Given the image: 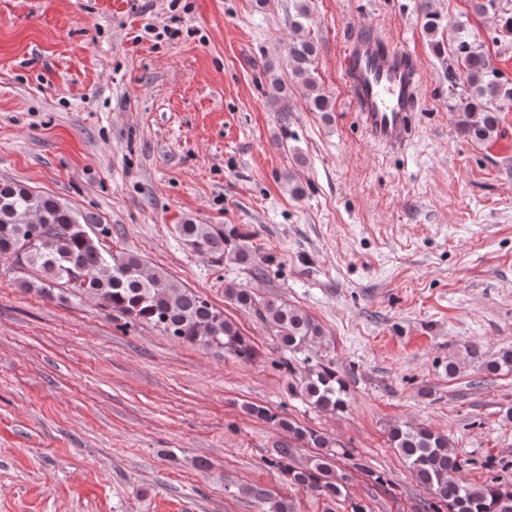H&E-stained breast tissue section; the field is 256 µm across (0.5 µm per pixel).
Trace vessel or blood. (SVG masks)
Here are the masks:
<instances>
[{
  "mask_svg": "<svg viewBox=\"0 0 512 512\" xmlns=\"http://www.w3.org/2000/svg\"><path fill=\"white\" fill-rule=\"evenodd\" d=\"M350 100L368 136L388 148L408 140L419 92L418 70L408 53L367 34L343 58Z\"/></svg>",
  "mask_w": 512,
  "mask_h": 512,
  "instance_id": "vessel-or-blood-1",
  "label": "vessel or blood"
}]
</instances>
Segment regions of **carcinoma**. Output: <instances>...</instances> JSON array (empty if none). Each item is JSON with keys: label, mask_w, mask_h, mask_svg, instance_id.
<instances>
[{"label": "carcinoma", "mask_w": 512, "mask_h": 512, "mask_svg": "<svg viewBox=\"0 0 512 512\" xmlns=\"http://www.w3.org/2000/svg\"><path fill=\"white\" fill-rule=\"evenodd\" d=\"M471 4L477 14H500L502 31L512 34V13L502 6V0H471ZM434 49L448 54V76L453 85L462 86L455 103L460 134L474 142L497 137L499 112L512 107V83L502 80L461 23L449 42L438 41ZM316 52L315 43L300 34L288 42L289 65L310 91L312 109L329 112L330 101L320 92L312 69ZM91 224L92 218L76 213L53 195L36 193L21 182L0 184V258H10L18 266L41 273L37 281H24L22 286L49 294L53 288L66 285L96 299L104 308L153 325L176 341L227 350L244 362L254 359L251 341L222 311L166 273L147 269L139 255L105 251L99 238L88 230ZM178 233L187 248L218 266L230 262L251 267L256 277L263 275L251 253L232 244L213 224H180ZM224 294L239 309L263 321L289 353L310 352L320 344L321 325L280 297H260L240 285L227 286ZM465 354L484 374L512 370V348L488 358L481 346L473 343L465 348ZM303 364L298 388L305 401L329 414L343 411L348 403V387L333 363L307 355ZM249 413L278 422L310 447H332V441L322 433L294 427L263 407L253 406ZM387 436L391 447L431 496L429 512H512V490L503 488L497 480L473 486L456 477L464 462L447 435L401 420L389 426ZM270 465L289 483L330 500L340 495L341 482L347 478L345 474L336 477L328 455L306 464L296 463L290 443L276 449ZM250 493L266 505V512H291L284 498H272L261 488H252Z\"/></svg>", "instance_id": "1"}]
</instances>
